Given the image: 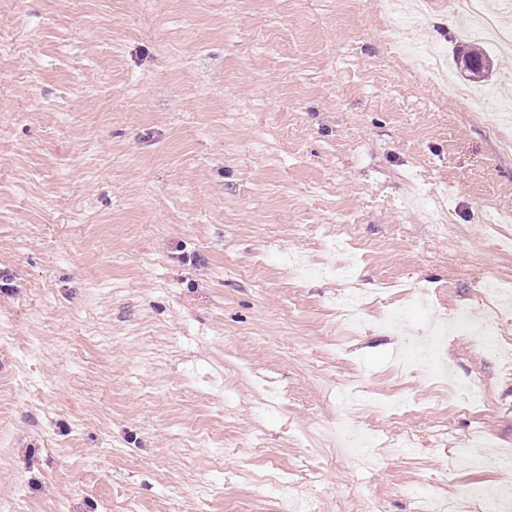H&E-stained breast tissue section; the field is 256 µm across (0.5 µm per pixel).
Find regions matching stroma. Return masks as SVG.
I'll return each instance as SVG.
<instances>
[{
	"instance_id": "35a3bbf8",
	"label": "stroma",
	"mask_w": 512,
	"mask_h": 512,
	"mask_svg": "<svg viewBox=\"0 0 512 512\" xmlns=\"http://www.w3.org/2000/svg\"><path fill=\"white\" fill-rule=\"evenodd\" d=\"M475 15L428 0H0V512H419L512 464L449 467L483 430L512 447V368L463 332L446 353L485 406L446 407L396 355L512 287V99L443 92ZM448 213L440 230L431 211ZM355 227L362 327L319 266ZM306 271H299L295 258ZM400 318L389 333L380 314ZM416 408L389 418L381 400ZM376 462L333 447L337 423Z\"/></svg>"
}]
</instances>
